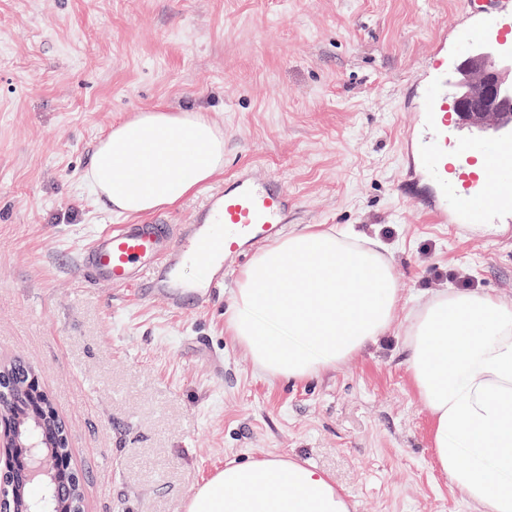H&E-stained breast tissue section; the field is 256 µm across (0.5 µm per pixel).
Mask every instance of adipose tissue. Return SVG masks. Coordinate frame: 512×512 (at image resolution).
Masks as SVG:
<instances>
[{
  "mask_svg": "<svg viewBox=\"0 0 512 512\" xmlns=\"http://www.w3.org/2000/svg\"><path fill=\"white\" fill-rule=\"evenodd\" d=\"M224 171V130L194 110L156 108L114 125L86 181L113 211L146 216ZM402 301L387 246L306 227L261 247L237 279L224 328L267 376L335 369L392 330ZM403 350L432 426L436 464L474 512H512V304L448 288L407 314ZM187 512H348L306 462L231 463Z\"/></svg>",
  "mask_w": 512,
  "mask_h": 512,
  "instance_id": "adipose-tissue-1",
  "label": "adipose tissue"
}]
</instances>
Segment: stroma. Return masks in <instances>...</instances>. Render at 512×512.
<instances>
[{
  "mask_svg": "<svg viewBox=\"0 0 512 512\" xmlns=\"http://www.w3.org/2000/svg\"><path fill=\"white\" fill-rule=\"evenodd\" d=\"M463 0H0V362L24 361L71 437L86 512H185L230 461L327 473L350 512H472L435 463L402 353L378 344L304 381L270 378L224 332L245 260L177 311L76 268L127 223L85 181L112 126L158 107L224 124V173L155 211L191 223L245 166L307 226L390 245L405 299L444 288L512 303V234L432 224L399 191L403 108Z\"/></svg>",
  "mask_w": 512,
  "mask_h": 512,
  "instance_id": "stroma-1",
  "label": "stroma"
}]
</instances>
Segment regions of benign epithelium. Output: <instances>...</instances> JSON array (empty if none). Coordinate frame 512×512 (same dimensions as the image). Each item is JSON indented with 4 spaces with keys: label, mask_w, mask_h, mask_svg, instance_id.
<instances>
[{
    "label": "benign epithelium",
    "mask_w": 512,
    "mask_h": 512,
    "mask_svg": "<svg viewBox=\"0 0 512 512\" xmlns=\"http://www.w3.org/2000/svg\"><path fill=\"white\" fill-rule=\"evenodd\" d=\"M457 72L460 119L466 125L484 130L506 106L512 88L505 80L512 73V63L499 61L490 50H481L469 54ZM13 372L14 369L0 365V447L4 452L0 458V512H17L13 477L19 468L27 485L42 488L41 496L30 499L27 512H85L79 478H73L68 485L54 482L57 469L73 467L72 454L67 451L66 425H56L52 436L39 421L21 431L24 419L14 415L11 408V398L17 394L12 384Z\"/></svg>",
    "instance_id": "1"
}]
</instances>
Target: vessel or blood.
Segmentation results:
<instances>
[{"instance_id":"1","label":"vessel or blood","mask_w":512,"mask_h":512,"mask_svg":"<svg viewBox=\"0 0 512 512\" xmlns=\"http://www.w3.org/2000/svg\"><path fill=\"white\" fill-rule=\"evenodd\" d=\"M461 42H493L512 50V0H464L452 29ZM445 41L434 51V77L409 100L424 138L404 137V153L414 176L431 191L415 202L437 224H484L512 216V127L488 136L449 139L455 125L453 89L443 58ZM289 196L282 183L254 168L240 170L207 195L192 223L108 227L78 258L81 272L116 288H137L143 298L160 297L176 310L187 301L204 302L224 287V259L247 257L255 243L277 235L286 221ZM199 268L187 285L182 265Z\"/></svg>"}]
</instances>
